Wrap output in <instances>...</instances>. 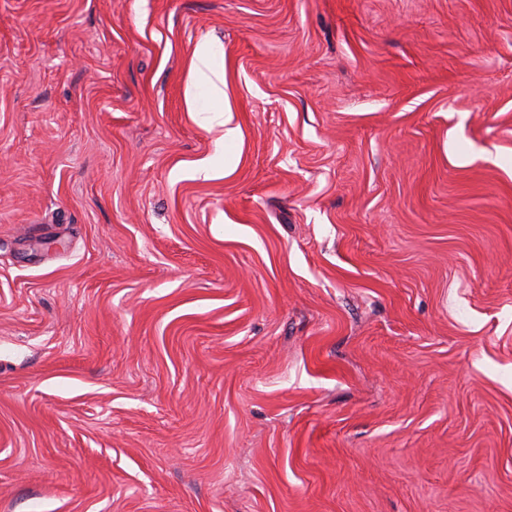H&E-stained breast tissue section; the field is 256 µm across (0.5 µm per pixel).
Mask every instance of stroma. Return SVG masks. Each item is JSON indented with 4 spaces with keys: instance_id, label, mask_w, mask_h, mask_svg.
Returning a JSON list of instances; mask_svg holds the SVG:
<instances>
[{
    "instance_id": "obj_1",
    "label": "stroma",
    "mask_w": 512,
    "mask_h": 512,
    "mask_svg": "<svg viewBox=\"0 0 512 512\" xmlns=\"http://www.w3.org/2000/svg\"><path fill=\"white\" fill-rule=\"evenodd\" d=\"M0 512H512V0H0ZM190 78L187 92L190 110L197 111V90L201 87L214 101L224 99V72L214 67L210 45L205 41L197 44L193 51Z\"/></svg>"
}]
</instances>
